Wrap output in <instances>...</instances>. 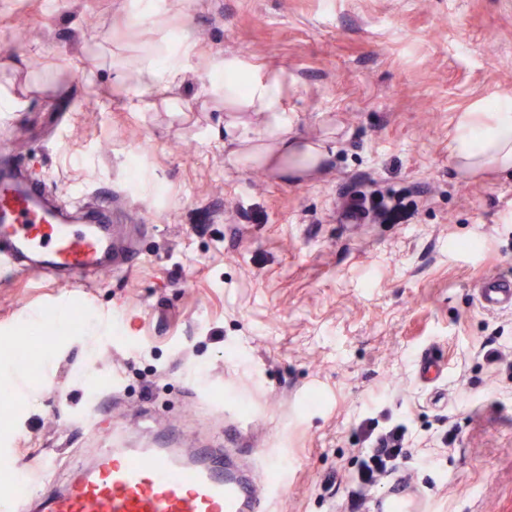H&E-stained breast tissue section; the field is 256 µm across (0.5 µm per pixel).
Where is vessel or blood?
<instances>
[{
    "label": "vessel or blood",
    "instance_id": "obj_1",
    "mask_svg": "<svg viewBox=\"0 0 512 512\" xmlns=\"http://www.w3.org/2000/svg\"><path fill=\"white\" fill-rule=\"evenodd\" d=\"M133 251H119L108 224H76L0 157V275H34L45 268L75 276L132 267ZM488 312L512 311V278L491 273L475 287ZM288 480L249 464L225 460L209 448L101 449L96 463L66 490L51 482L12 494L9 512H265L266 497L284 495Z\"/></svg>",
    "mask_w": 512,
    "mask_h": 512
}]
</instances>
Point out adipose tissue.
<instances>
[{"label": "adipose tissue", "instance_id": "ef3b65f1", "mask_svg": "<svg viewBox=\"0 0 512 512\" xmlns=\"http://www.w3.org/2000/svg\"><path fill=\"white\" fill-rule=\"evenodd\" d=\"M195 46L184 43L181 49L162 60L144 65L135 76L141 89H167L176 85L189 64ZM243 70L234 58L224 61V80L213 84L212 90L221 94L225 102L238 112H260L266 117L261 132L267 142L262 160L281 173L299 168L306 172H325L335 152L327 142H304L290 128L284 110L278 75L252 74L245 92H238L234 83ZM448 158L461 171L492 166L504 173L512 172V96L503 95L498 105L481 106L464 113L458 120L456 132L449 146Z\"/></svg>", "mask_w": 512, "mask_h": 512}]
</instances>
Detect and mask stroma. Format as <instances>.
Instances as JSON below:
<instances>
[{
  "instance_id": "1",
  "label": "stroma",
  "mask_w": 512,
  "mask_h": 512,
  "mask_svg": "<svg viewBox=\"0 0 512 512\" xmlns=\"http://www.w3.org/2000/svg\"><path fill=\"white\" fill-rule=\"evenodd\" d=\"M186 39L179 84L131 110L127 61ZM227 55L282 77L295 133L336 145L325 174L253 160L262 114L206 91ZM506 89L512 0H0V99L25 103L0 111V149L64 210L107 201L138 255L69 286L0 278V335L21 340L0 343V454L61 487L113 435L214 447L244 422L227 454L288 479L267 512H345L326 485L400 425L427 512H512V312L474 293L512 275V175L448 161L462 112ZM228 121L236 166L214 146Z\"/></svg>"
}]
</instances>
